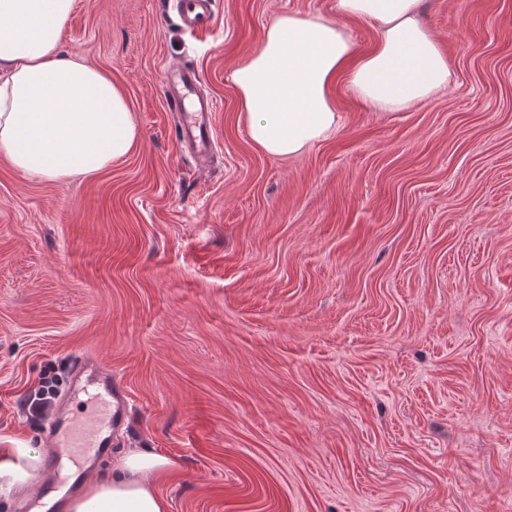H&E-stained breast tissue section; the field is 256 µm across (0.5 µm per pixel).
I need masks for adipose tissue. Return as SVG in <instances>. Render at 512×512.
Returning a JSON list of instances; mask_svg holds the SVG:
<instances>
[{
    "instance_id": "adipose-tissue-1",
    "label": "adipose tissue",
    "mask_w": 512,
    "mask_h": 512,
    "mask_svg": "<svg viewBox=\"0 0 512 512\" xmlns=\"http://www.w3.org/2000/svg\"><path fill=\"white\" fill-rule=\"evenodd\" d=\"M421 0H336L337 20L284 14L230 73L248 135L266 154H301L336 129L329 83L347 73L356 95L383 109L429 100L448 83V59L418 18ZM74 0H0V154L24 174L88 177L134 147L138 127L122 89L61 33ZM378 26L375 49L356 56L341 24ZM170 461L132 448L110 480L66 501L65 512H168L157 490Z\"/></svg>"
}]
</instances>
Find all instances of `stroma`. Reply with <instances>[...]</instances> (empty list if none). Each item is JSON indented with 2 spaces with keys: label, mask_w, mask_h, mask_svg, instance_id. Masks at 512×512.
Returning a JSON list of instances; mask_svg holds the SVG:
<instances>
[{
  "label": "stroma",
  "mask_w": 512,
  "mask_h": 512,
  "mask_svg": "<svg viewBox=\"0 0 512 512\" xmlns=\"http://www.w3.org/2000/svg\"><path fill=\"white\" fill-rule=\"evenodd\" d=\"M75 0L61 36L125 91L140 140L87 179L0 155V448L46 459L74 356L127 393L97 481L170 460L169 512H512V0H422L448 58L390 113L338 75L336 130L253 145L229 72L280 15L336 0ZM194 69L214 154L180 143L161 76ZM183 23L192 29H203L211 18V0H178Z\"/></svg>",
  "instance_id": "stroma-1"
}]
</instances>
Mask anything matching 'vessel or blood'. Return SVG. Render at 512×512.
Returning a JSON list of instances; mask_svg holds the SVG:
<instances>
[{
	"label": "vessel or blood",
	"instance_id": "obj_1",
	"mask_svg": "<svg viewBox=\"0 0 512 512\" xmlns=\"http://www.w3.org/2000/svg\"><path fill=\"white\" fill-rule=\"evenodd\" d=\"M210 5V0H179L178 9L183 23L192 29L206 27L211 18ZM197 85V75L190 69L172 70L163 78L169 104L179 115L181 143L203 157L213 146L208 115L214 105L198 94ZM85 392L91 395L92 410L86 418H74L70 405ZM125 418L126 395L113 379L111 371L88 358H75L72 383L57 402L48 444L72 457L96 459L105 448L111 447L112 439L123 428Z\"/></svg>",
	"mask_w": 512,
	"mask_h": 512
}]
</instances>
